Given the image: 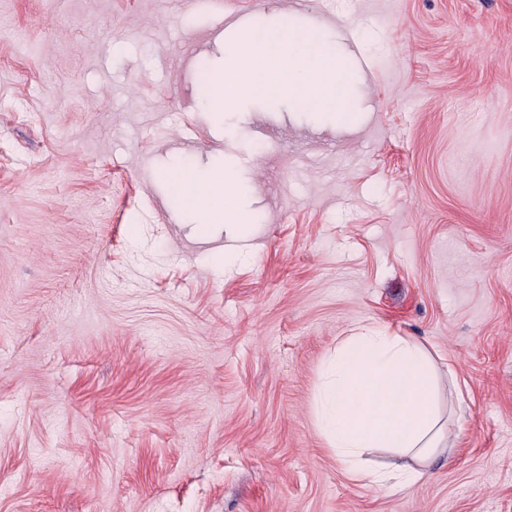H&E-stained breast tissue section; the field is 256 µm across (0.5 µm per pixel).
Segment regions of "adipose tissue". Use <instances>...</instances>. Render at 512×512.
<instances>
[{
  "label": "adipose tissue",
  "mask_w": 512,
  "mask_h": 512,
  "mask_svg": "<svg viewBox=\"0 0 512 512\" xmlns=\"http://www.w3.org/2000/svg\"><path fill=\"white\" fill-rule=\"evenodd\" d=\"M173 204L206 234L224 225L246 234L253 221L236 165L208 169L180 162L165 174ZM317 426L344 473L379 490L408 489L446 456L448 418L438 367L420 342L372 323L343 337L330 354L315 397ZM382 450L398 464L372 468L366 454Z\"/></svg>",
  "instance_id": "ef3b65f1"
}]
</instances>
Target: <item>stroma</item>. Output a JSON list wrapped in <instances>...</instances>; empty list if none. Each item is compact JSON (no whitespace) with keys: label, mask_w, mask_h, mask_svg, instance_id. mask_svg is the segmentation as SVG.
<instances>
[{"label":"stroma","mask_w":512,"mask_h":512,"mask_svg":"<svg viewBox=\"0 0 512 512\" xmlns=\"http://www.w3.org/2000/svg\"><path fill=\"white\" fill-rule=\"evenodd\" d=\"M269 18L335 37L355 124L208 111L199 59ZM227 157L254 227L221 268L163 174ZM372 322L461 418L402 491L314 421ZM0 512H512V0H0Z\"/></svg>","instance_id":"obj_1"}]
</instances>
